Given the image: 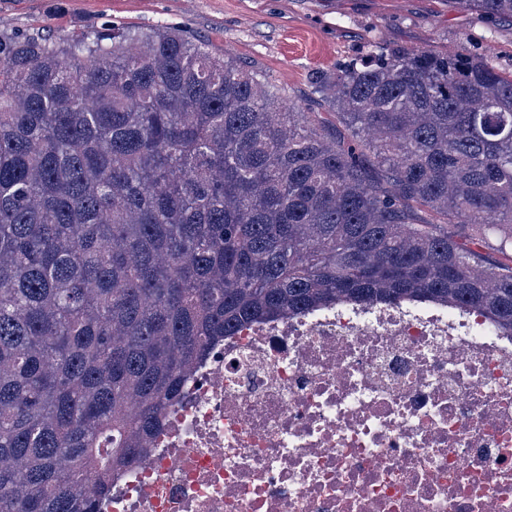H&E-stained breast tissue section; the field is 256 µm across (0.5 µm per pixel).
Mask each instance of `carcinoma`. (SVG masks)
Instances as JSON below:
<instances>
[{
    "label": "carcinoma",
    "instance_id": "carcinoma-1",
    "mask_svg": "<svg viewBox=\"0 0 512 512\" xmlns=\"http://www.w3.org/2000/svg\"><path fill=\"white\" fill-rule=\"evenodd\" d=\"M487 19L512 0H453ZM336 112L185 30H0V512H105L247 324L446 305L512 334V73L392 45Z\"/></svg>",
    "mask_w": 512,
    "mask_h": 512
}]
</instances>
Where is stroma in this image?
<instances>
[{
  "mask_svg": "<svg viewBox=\"0 0 512 512\" xmlns=\"http://www.w3.org/2000/svg\"><path fill=\"white\" fill-rule=\"evenodd\" d=\"M105 18L184 27L308 112L329 109L317 78L362 56L369 41L452 51L476 42L494 66L512 70V21L460 13L447 0H0V30L67 32Z\"/></svg>",
  "mask_w": 512,
  "mask_h": 512,
  "instance_id": "stroma-1",
  "label": "stroma"
}]
</instances>
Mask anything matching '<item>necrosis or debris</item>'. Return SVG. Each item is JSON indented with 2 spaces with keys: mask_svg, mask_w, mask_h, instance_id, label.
Instances as JSON below:
<instances>
[{
  "mask_svg": "<svg viewBox=\"0 0 512 512\" xmlns=\"http://www.w3.org/2000/svg\"><path fill=\"white\" fill-rule=\"evenodd\" d=\"M438 306L251 324L106 512H512V338Z\"/></svg>",
  "mask_w": 512,
  "mask_h": 512,
  "instance_id": "1",
  "label": "necrosis or debris"
}]
</instances>
